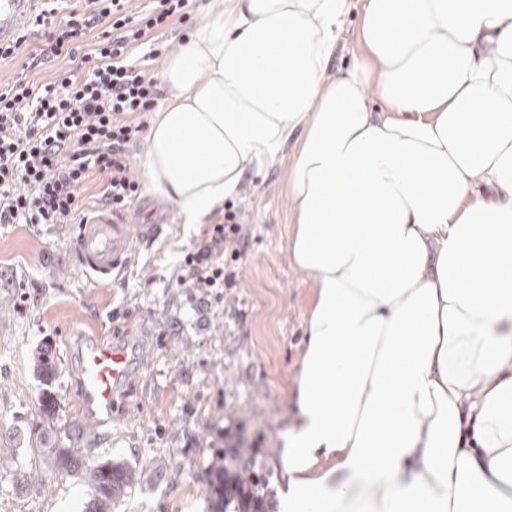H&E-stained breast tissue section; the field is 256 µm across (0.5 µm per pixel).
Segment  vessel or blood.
<instances>
[{
  "mask_svg": "<svg viewBox=\"0 0 512 512\" xmlns=\"http://www.w3.org/2000/svg\"><path fill=\"white\" fill-rule=\"evenodd\" d=\"M34 0H0V45L12 43L18 23ZM134 228L125 220L101 211L79 227L73 254L75 265L97 280H109L130 252ZM79 401L93 417L111 415L117 389L130 377L132 358L122 342L89 340L77 352Z\"/></svg>",
  "mask_w": 512,
  "mask_h": 512,
  "instance_id": "b4317fda",
  "label": "vessel or blood"
}]
</instances>
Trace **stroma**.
I'll use <instances>...</instances> for the list:
<instances>
[{
	"instance_id": "obj_1",
	"label": "stroma",
	"mask_w": 512,
	"mask_h": 512,
	"mask_svg": "<svg viewBox=\"0 0 512 512\" xmlns=\"http://www.w3.org/2000/svg\"><path fill=\"white\" fill-rule=\"evenodd\" d=\"M223 5L192 0L185 21L149 31L131 60L152 47L175 52L203 9ZM291 161L247 175L230 198L244 231L219 302L177 284L205 226L182 223L148 190L127 215L152 230L103 283L71 263L76 225L0 224V512H83L92 490L83 473L59 467L67 448L133 470L112 512H209L207 467L227 448L244 449L263 492L277 497L272 464L296 411L311 294L287 251ZM92 338L123 340L135 362L116 410L97 423L80 406L76 368ZM43 350L55 363L47 382L35 367Z\"/></svg>"
}]
</instances>
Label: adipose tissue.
<instances>
[{"instance_id": "adipose-tissue-1", "label": "adipose tissue", "mask_w": 512, "mask_h": 512, "mask_svg": "<svg viewBox=\"0 0 512 512\" xmlns=\"http://www.w3.org/2000/svg\"><path fill=\"white\" fill-rule=\"evenodd\" d=\"M224 0L165 64L148 190L200 224L295 153L312 277L279 512H512V0ZM350 4L351 10L345 19L344 28L336 50V57L332 63V74H336L339 70L344 71L354 63L356 30L363 1L353 0L350 1Z\"/></svg>"}]
</instances>
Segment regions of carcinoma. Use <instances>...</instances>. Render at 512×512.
I'll use <instances>...</instances> for the list:
<instances>
[{
	"label": "carcinoma",
	"instance_id": "obj_1",
	"mask_svg": "<svg viewBox=\"0 0 512 512\" xmlns=\"http://www.w3.org/2000/svg\"><path fill=\"white\" fill-rule=\"evenodd\" d=\"M242 456L243 449L230 448L211 462L210 480L205 489L211 512H251L266 504L267 499L256 489L257 482ZM62 461L68 468H85L92 498L84 506V512H112V506L133 481V472L126 464L106 461L85 467L82 456L73 448L63 454Z\"/></svg>",
	"mask_w": 512,
	"mask_h": 512
}]
</instances>
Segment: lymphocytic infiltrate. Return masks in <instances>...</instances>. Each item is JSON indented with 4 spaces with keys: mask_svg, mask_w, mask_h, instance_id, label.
I'll return each instance as SVG.
<instances>
[{
    "mask_svg": "<svg viewBox=\"0 0 512 512\" xmlns=\"http://www.w3.org/2000/svg\"><path fill=\"white\" fill-rule=\"evenodd\" d=\"M81 10L60 16L45 0L32 23L47 36L55 57L80 59L85 72L70 69L40 86L18 78L0 85V224H81L82 194L93 177L113 211L128 209L139 184L126 158L129 143L147 127L158 82L128 61V49L150 29L181 14L188 0H153L140 19L128 15V0H83ZM101 39L88 49L79 40L98 24ZM236 213L211 225L183 260L181 286L208 296L224 285V244L240 234Z\"/></svg>",
    "mask_w": 512,
    "mask_h": 512,
    "instance_id": "1",
    "label": "lymphocytic infiltrate"
}]
</instances>
